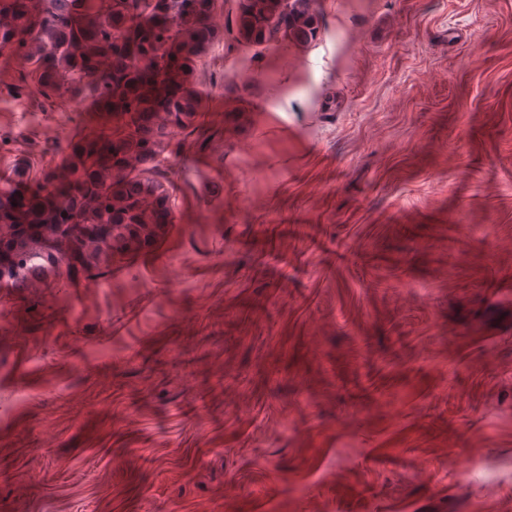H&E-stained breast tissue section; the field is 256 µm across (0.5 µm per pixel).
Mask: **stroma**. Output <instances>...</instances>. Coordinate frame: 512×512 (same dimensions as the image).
<instances>
[{"mask_svg": "<svg viewBox=\"0 0 512 512\" xmlns=\"http://www.w3.org/2000/svg\"><path fill=\"white\" fill-rule=\"evenodd\" d=\"M219 3L193 123L127 173L173 223L0 287V512H512V0L257 43ZM98 123L0 100V177Z\"/></svg>", "mask_w": 512, "mask_h": 512, "instance_id": "stroma-1", "label": "stroma"}]
</instances>
